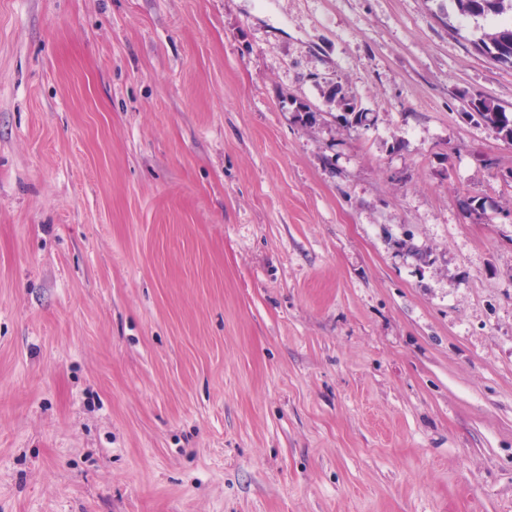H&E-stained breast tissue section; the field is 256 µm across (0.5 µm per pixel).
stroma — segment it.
Returning a JSON list of instances; mask_svg holds the SVG:
<instances>
[{
    "label": "stroma",
    "instance_id": "1",
    "mask_svg": "<svg viewBox=\"0 0 512 512\" xmlns=\"http://www.w3.org/2000/svg\"><path fill=\"white\" fill-rule=\"evenodd\" d=\"M476 37L439 0H0V512H512Z\"/></svg>",
    "mask_w": 512,
    "mask_h": 512
}]
</instances>
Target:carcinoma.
<instances>
[{
    "label": "carcinoma",
    "mask_w": 512,
    "mask_h": 512,
    "mask_svg": "<svg viewBox=\"0 0 512 512\" xmlns=\"http://www.w3.org/2000/svg\"><path fill=\"white\" fill-rule=\"evenodd\" d=\"M458 13L473 19L488 16L498 18L496 27L484 32L479 38L483 51L496 62L512 64V0H451ZM327 100L336 104L352 116V122L363 123V113L355 111L354 105L346 99L338 86H333L327 93ZM467 106L485 126L495 130L502 139L512 142V113L488 100L474 94L469 96Z\"/></svg>",
    "instance_id": "obj_1"
}]
</instances>
